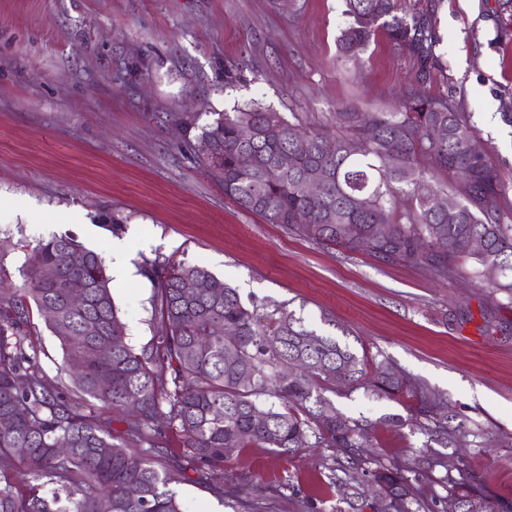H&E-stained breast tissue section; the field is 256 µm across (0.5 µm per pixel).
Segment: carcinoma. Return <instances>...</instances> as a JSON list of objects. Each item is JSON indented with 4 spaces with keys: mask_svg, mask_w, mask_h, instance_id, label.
I'll return each mask as SVG.
<instances>
[{
    "mask_svg": "<svg viewBox=\"0 0 512 512\" xmlns=\"http://www.w3.org/2000/svg\"><path fill=\"white\" fill-rule=\"evenodd\" d=\"M338 58L358 59L381 30L418 66L416 84L392 112L334 113L336 130L307 127L250 99L200 128L210 144L201 162L239 208L321 244L366 247L374 256L422 267L440 280L465 255L481 285L512 302V205L508 187L470 145L471 115L432 94L436 37L427 16L398 12L397 0H345ZM442 127L440 141L431 138ZM335 151L327 154L323 144ZM247 152L249 169L239 165ZM318 179V195L306 193ZM466 181L470 194L453 210L437 203L429 183ZM407 195L414 206L400 211ZM22 283L0 265V512H182L172 485L191 468L212 493L224 467V443L268 448L295 459L314 448H337L331 478L347 512H361L369 486L381 492L379 512H420L416 479L379 465L366 484L352 473L362 449L383 427L411 423L443 448L473 435L448 399L381 360L370 364L346 342L322 334L284 304L242 300L237 289L200 265L146 262L143 274L159 295V328L136 349L128 341L101 254L71 236L20 245ZM78 251L83 261L70 263ZM79 281L85 302L70 305L58 283ZM58 341L79 399L48 381L32 340V310ZM217 325L235 334H216ZM109 349H102V345ZM364 390L377 397L416 398L408 416L377 421L340 412L327 393ZM138 418L114 433L112 415L129 406ZM68 443L61 453L59 442ZM26 449L25 453L17 449ZM24 470H19L16 458ZM447 499L461 512H499L479 493L470 471L445 478Z\"/></svg>",
    "mask_w": 512,
    "mask_h": 512,
    "instance_id": "1",
    "label": "carcinoma"
}]
</instances>
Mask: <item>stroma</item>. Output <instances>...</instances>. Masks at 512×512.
Returning <instances> with one entry per match:
<instances>
[{
    "mask_svg": "<svg viewBox=\"0 0 512 512\" xmlns=\"http://www.w3.org/2000/svg\"><path fill=\"white\" fill-rule=\"evenodd\" d=\"M431 18L439 42L431 91L473 118L487 161L512 188V0H399ZM343 0H0V264L19 281L20 243L70 235L112 256L131 239L129 273L112 294L130 342H149L157 290L145 262L198 264L242 299L284 303L312 324L328 313L355 350L447 396L477 445L442 448L415 426L379 431L364 470L423 473L427 512H448L446 471L466 466L486 497L512 505V304L478 288L473 266L438 281L363 249L301 239L238 208L201 163L180 121L205 124L256 99L322 123L346 105L387 112L415 84L414 59L377 35L344 61ZM79 209L84 221L64 213ZM120 223V234L103 215ZM44 375L67 382L59 343L31 318ZM350 417L403 413L358 390L335 396ZM337 449L288 460L235 450L208 485L177 484L183 512H342L328 483Z\"/></svg>",
    "mask_w": 512,
    "mask_h": 512,
    "instance_id": "1",
    "label": "stroma"
}]
</instances>
